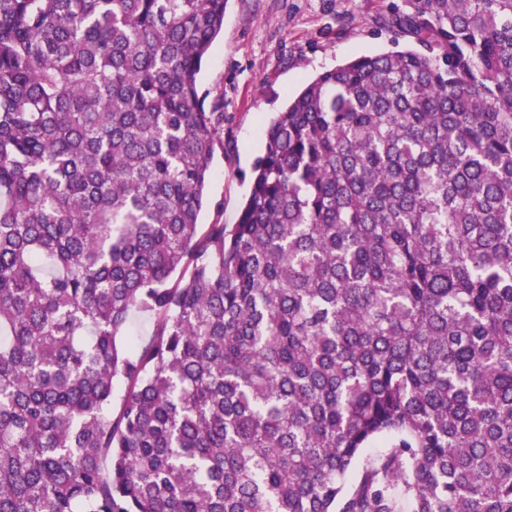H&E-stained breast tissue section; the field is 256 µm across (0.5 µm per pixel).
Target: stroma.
Wrapping results in <instances>:
<instances>
[{
  "instance_id": "stroma-1",
  "label": "stroma",
  "mask_w": 512,
  "mask_h": 512,
  "mask_svg": "<svg viewBox=\"0 0 512 512\" xmlns=\"http://www.w3.org/2000/svg\"><path fill=\"white\" fill-rule=\"evenodd\" d=\"M390 0H227L224 29L199 74L206 109L224 114L202 224L236 223L264 129L319 73L362 55L410 48L380 28Z\"/></svg>"
}]
</instances>
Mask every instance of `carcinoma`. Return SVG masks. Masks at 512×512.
<instances>
[{
    "label": "carcinoma",
    "mask_w": 512,
    "mask_h": 512,
    "mask_svg": "<svg viewBox=\"0 0 512 512\" xmlns=\"http://www.w3.org/2000/svg\"><path fill=\"white\" fill-rule=\"evenodd\" d=\"M226 2L0 0V512H512V0H391L202 233Z\"/></svg>",
    "instance_id": "cac0c4a2"
}]
</instances>
